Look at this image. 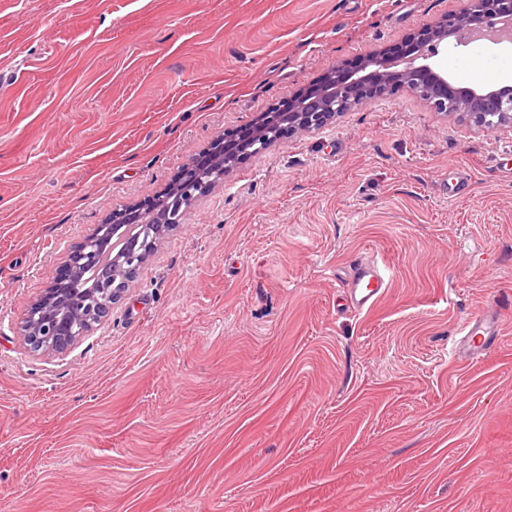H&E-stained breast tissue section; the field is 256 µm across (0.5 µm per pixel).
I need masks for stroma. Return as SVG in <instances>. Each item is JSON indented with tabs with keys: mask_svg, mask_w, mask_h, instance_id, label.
Here are the masks:
<instances>
[{
	"mask_svg": "<svg viewBox=\"0 0 512 512\" xmlns=\"http://www.w3.org/2000/svg\"><path fill=\"white\" fill-rule=\"evenodd\" d=\"M467 0H0V512H512V128L401 91L248 156L63 354L66 252ZM495 85L512 50L448 49ZM469 195L448 199L453 174ZM393 270L356 310L354 257ZM502 334L458 353L485 306Z\"/></svg>",
	"mask_w": 512,
	"mask_h": 512,
	"instance_id": "1",
	"label": "stroma"
}]
</instances>
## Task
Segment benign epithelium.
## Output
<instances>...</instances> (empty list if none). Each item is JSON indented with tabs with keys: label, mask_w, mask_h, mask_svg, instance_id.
I'll list each match as a JSON object with an SVG mask.
<instances>
[{
	"label": "benign epithelium",
	"mask_w": 512,
	"mask_h": 512,
	"mask_svg": "<svg viewBox=\"0 0 512 512\" xmlns=\"http://www.w3.org/2000/svg\"><path fill=\"white\" fill-rule=\"evenodd\" d=\"M474 4L476 7L461 15H445L415 29L393 51L369 54L355 66L330 69L299 96L288 98L287 108L240 128L234 142L217 137L175 178L172 186L180 191L154 198L148 205L139 202L113 211L104 224L70 250L56 277L29 304L21 325L24 344L34 353L60 354L100 325L125 299L129 283L150 258L143 249L150 245L158 209L166 208L171 223H182L185 210L179 193L194 201L206 195L214 184L200 178L201 167L213 158H223L225 149L239 150L240 160L256 153L266 136V123L297 133L317 130L348 111L356 100L366 104L408 89L423 96L438 112H448L452 104L464 109L463 116L474 127L512 126V85L493 90L456 87L433 61L450 39L465 44L474 37H485L494 45H512V0H474ZM84 270L93 272L95 292L108 297V303L90 309L86 328L79 330L73 313L85 305L87 295L86 289L74 286V279Z\"/></svg>",
	"instance_id": "7a95c632"
}]
</instances>
